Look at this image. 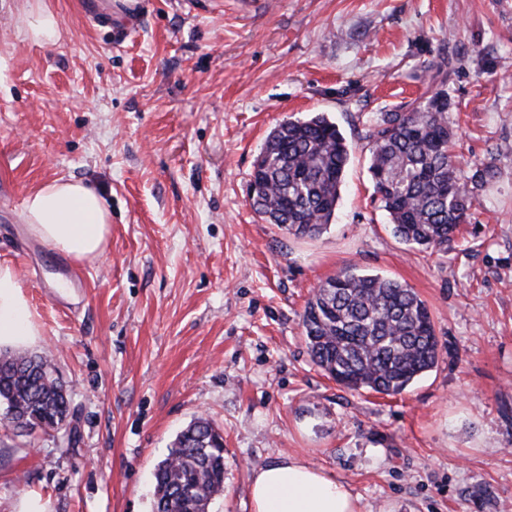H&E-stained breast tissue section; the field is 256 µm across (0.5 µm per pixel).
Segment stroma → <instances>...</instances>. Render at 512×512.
Instances as JSON below:
<instances>
[{"label":"stroma","mask_w":512,"mask_h":512,"mask_svg":"<svg viewBox=\"0 0 512 512\" xmlns=\"http://www.w3.org/2000/svg\"><path fill=\"white\" fill-rule=\"evenodd\" d=\"M63 35H20L0 0V264L24 286L73 437L0 422V512H152L157 464L195 418L224 433L213 512H252L254 469L291 456L362 512H512V0H42ZM448 92L464 172L492 164L447 250L395 237L368 172L372 118ZM322 112L352 148L330 228L254 214L267 135ZM112 213L103 257L29 237L55 179ZM348 266L407 284L442 345L387 396L338 386L301 314Z\"/></svg>","instance_id":"1"}]
</instances>
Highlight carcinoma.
I'll list each match as a JSON object with an SVG mask.
<instances>
[{
	"mask_svg": "<svg viewBox=\"0 0 512 512\" xmlns=\"http://www.w3.org/2000/svg\"><path fill=\"white\" fill-rule=\"evenodd\" d=\"M448 98L438 90L408 112L373 119L369 172L374 194L402 242L445 250L466 223L489 165L466 176L449 149ZM351 147L322 113L269 133L250 175L249 204L267 224L316 237L335 218ZM311 362L337 385L385 395L405 391L439 361L425 302L408 285L347 267L313 292L301 315ZM14 423L56 430L69 399L44 355L0 352V404ZM153 512H212L224 491V437L206 418L175 438L154 472Z\"/></svg>",
	"mask_w": 512,
	"mask_h": 512,
	"instance_id": "carcinoma-1",
	"label": "carcinoma"
}]
</instances>
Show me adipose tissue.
<instances>
[{
	"label": "adipose tissue",
	"instance_id": "adipose-tissue-1",
	"mask_svg": "<svg viewBox=\"0 0 512 512\" xmlns=\"http://www.w3.org/2000/svg\"><path fill=\"white\" fill-rule=\"evenodd\" d=\"M21 34L45 46L60 37L56 13L27 0L21 12ZM28 234L48 249L76 262L98 260L105 252L111 214L103 198L74 180L56 179L31 190L24 199ZM38 329L13 269L0 264V347L31 343ZM253 512H361L346 484L296 458L254 472L250 485Z\"/></svg>",
	"mask_w": 512,
	"mask_h": 512
}]
</instances>
